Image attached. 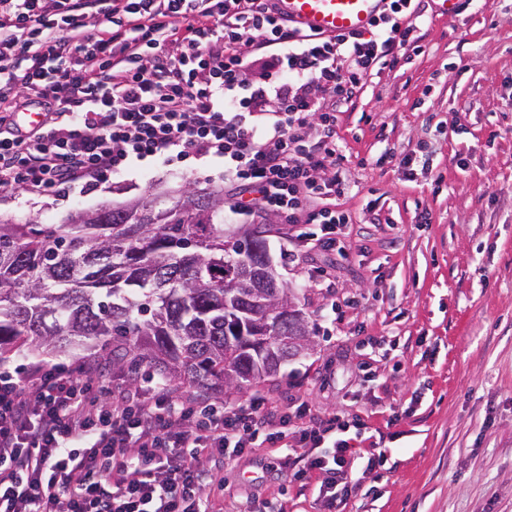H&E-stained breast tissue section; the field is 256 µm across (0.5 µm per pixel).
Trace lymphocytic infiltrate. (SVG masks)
<instances>
[{
	"mask_svg": "<svg viewBox=\"0 0 512 512\" xmlns=\"http://www.w3.org/2000/svg\"><path fill=\"white\" fill-rule=\"evenodd\" d=\"M417 0H387L373 33L315 35L275 0H0V189L65 194L123 174L131 161L219 157L233 207L300 225L308 244L345 253L350 214L318 207L344 194L338 117L320 91L352 101L373 71L418 51ZM266 62L254 70L253 53ZM37 112L40 126L18 122ZM265 400L233 405L113 392L78 361L0 374V512H210L225 449L265 430ZM305 446L296 479L318 472L334 502L347 475L334 419L294 406Z\"/></svg>",
	"mask_w": 512,
	"mask_h": 512,
	"instance_id": "obj_1",
	"label": "lymphocytic infiltrate"
}]
</instances>
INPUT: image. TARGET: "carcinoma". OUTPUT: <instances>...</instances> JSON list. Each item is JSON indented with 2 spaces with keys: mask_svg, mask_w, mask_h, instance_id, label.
Segmentation results:
<instances>
[{
  "mask_svg": "<svg viewBox=\"0 0 512 512\" xmlns=\"http://www.w3.org/2000/svg\"><path fill=\"white\" fill-rule=\"evenodd\" d=\"M266 239L251 232L245 256L224 240V194L188 191L103 207L66 224H0V359L23 349L64 351L93 340L119 364L131 357L166 381L215 392L276 373L309 345L290 289L262 268ZM243 270L269 290L268 306L226 327Z\"/></svg>",
  "mask_w": 512,
  "mask_h": 512,
  "instance_id": "carcinoma-1",
  "label": "carcinoma"
}]
</instances>
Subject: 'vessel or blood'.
<instances>
[{
	"label": "vessel or blood",
	"mask_w": 512,
	"mask_h": 512,
	"mask_svg": "<svg viewBox=\"0 0 512 512\" xmlns=\"http://www.w3.org/2000/svg\"><path fill=\"white\" fill-rule=\"evenodd\" d=\"M281 15L307 31L337 35L369 29L384 0H277Z\"/></svg>",
	"instance_id": "1"
}]
</instances>
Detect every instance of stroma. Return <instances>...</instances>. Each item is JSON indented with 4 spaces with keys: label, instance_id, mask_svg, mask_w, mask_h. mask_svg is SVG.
<instances>
[{
    "label": "stroma",
    "instance_id": "stroma-1",
    "mask_svg": "<svg viewBox=\"0 0 512 512\" xmlns=\"http://www.w3.org/2000/svg\"><path fill=\"white\" fill-rule=\"evenodd\" d=\"M421 8L420 52L336 106L346 255L293 261L297 225L224 213L225 224L262 227L311 342L277 375L221 392L228 404L264 396L278 440L231 454L206 489L213 512H327L318 474L298 481L275 466L300 451L294 427L278 423L295 400L348 424L329 434L348 446L352 487L334 512H512V0L454 15L438 0ZM420 145L429 168L404 164ZM223 187V160L148 158L85 192H0V220L60 224ZM424 209L429 223H416ZM321 277L330 287H315ZM76 360L109 366L116 390L149 384L147 369L113 365L98 347L25 351L0 369Z\"/></svg>",
    "mask_w": 512,
    "mask_h": 512
}]
</instances>
